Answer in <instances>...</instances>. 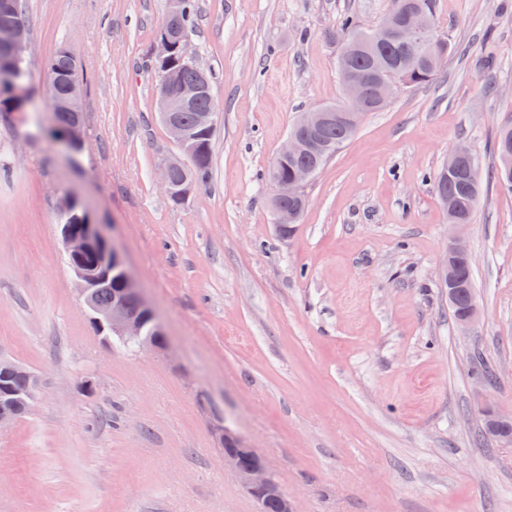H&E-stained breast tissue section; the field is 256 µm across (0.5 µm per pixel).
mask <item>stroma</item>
I'll return each instance as SVG.
<instances>
[{
	"instance_id": "stroma-1",
	"label": "stroma",
	"mask_w": 512,
	"mask_h": 512,
	"mask_svg": "<svg viewBox=\"0 0 512 512\" xmlns=\"http://www.w3.org/2000/svg\"><path fill=\"white\" fill-rule=\"evenodd\" d=\"M167 0H24L32 101L0 112V351L37 373L0 431V512H255L224 465L231 426L297 512H512V447L479 411L512 412V189L472 221L478 322L462 331L441 267L448 216L431 180L460 143L482 173L512 121V0H435L451 51L396 87L305 187L280 237L263 174L305 112L339 101L343 19L391 0H198L190 35L217 102L207 182L173 204L154 68ZM83 74L85 145L49 132L48 66ZM104 224L168 352L95 331L62 256L59 204ZM501 367L476 380L472 352ZM93 393L80 388L85 378Z\"/></svg>"
}]
</instances>
